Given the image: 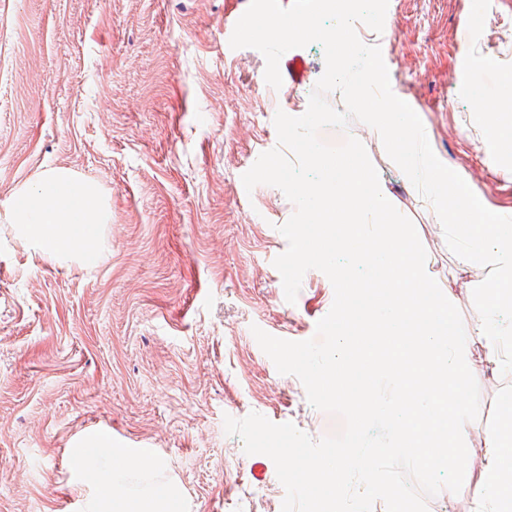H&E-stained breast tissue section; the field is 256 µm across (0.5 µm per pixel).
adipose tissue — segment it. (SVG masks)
Here are the masks:
<instances>
[{
    "instance_id": "1",
    "label": "adipose tissue",
    "mask_w": 512,
    "mask_h": 512,
    "mask_svg": "<svg viewBox=\"0 0 512 512\" xmlns=\"http://www.w3.org/2000/svg\"><path fill=\"white\" fill-rule=\"evenodd\" d=\"M6 221L41 261L93 266L106 250L107 211L99 187L64 168L48 170L34 185L19 188ZM500 413L502 421L490 434L477 469L469 512H512L511 395L503 400ZM95 446L105 465L88 466L86 473L91 479L103 477L104 482L95 486L89 512H172L176 495L170 485L158 484L140 495L122 493L127 477L146 468L144 458L113 452L106 434L96 437Z\"/></svg>"
}]
</instances>
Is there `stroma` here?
<instances>
[{
  "mask_svg": "<svg viewBox=\"0 0 512 512\" xmlns=\"http://www.w3.org/2000/svg\"><path fill=\"white\" fill-rule=\"evenodd\" d=\"M250 0H0V216L19 187L53 168L96 182L107 250L97 266L37 261L0 223V512H87L92 495L70 448L106 432L159 466L136 494L166 483L179 512H281L273 461L245 454L225 417L293 423L313 440L339 417L313 408L278 373L252 330L315 337L334 289L307 271L295 303L274 260L295 206L242 176L278 144L277 112L302 115L324 49H293L300 78L264 79L253 48H231ZM379 45L394 94L421 119L437 158L482 204L512 216V147L492 139L497 104L512 120V0H389ZM360 140L431 270L450 288L470 349L484 269L461 266L431 204L380 150L372 127L323 128ZM469 454L500 421L512 372L481 367Z\"/></svg>",
  "mask_w": 512,
  "mask_h": 512,
  "instance_id": "stroma-1",
  "label": "stroma"
}]
</instances>
